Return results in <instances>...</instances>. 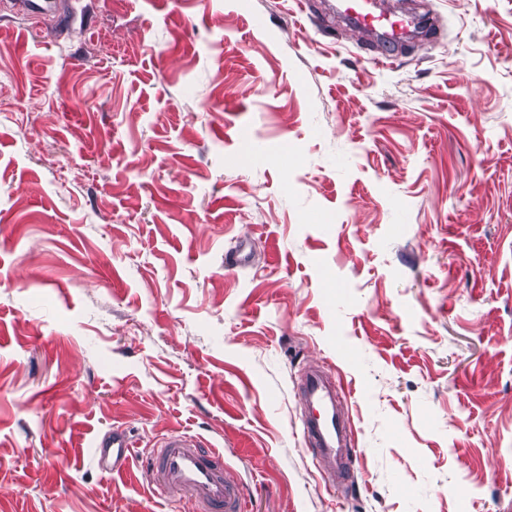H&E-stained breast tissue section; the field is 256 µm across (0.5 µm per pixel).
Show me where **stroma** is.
I'll use <instances>...</instances> for the list:
<instances>
[{
  "instance_id": "obj_1",
  "label": "stroma",
  "mask_w": 512,
  "mask_h": 512,
  "mask_svg": "<svg viewBox=\"0 0 512 512\" xmlns=\"http://www.w3.org/2000/svg\"><path fill=\"white\" fill-rule=\"evenodd\" d=\"M402 2L433 28L387 48L329 0L0 9V512H191L145 478L173 431L246 512H512V0ZM299 393L303 402L302 437L312 451L318 469L343 480L351 475L353 448L344 458L341 442L347 436V424L335 407L334 387L330 379L317 370L304 373ZM317 407L322 408L319 412ZM98 463L113 472H121L134 448L132 441L122 429H112V433L98 437L95 442Z\"/></svg>"
}]
</instances>
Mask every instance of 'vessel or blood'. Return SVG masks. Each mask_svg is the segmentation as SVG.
Instances as JSON below:
<instances>
[{
    "mask_svg": "<svg viewBox=\"0 0 512 512\" xmlns=\"http://www.w3.org/2000/svg\"><path fill=\"white\" fill-rule=\"evenodd\" d=\"M343 16L360 32L398 43L408 37L415 20L392 9L377 8L374 0H343ZM299 393L303 402L302 437L320 471L349 479L351 458L342 442L347 424L335 407L330 379L316 370L306 371ZM132 441L122 429L95 442L98 463L121 472L131 455ZM151 487L166 498H184L194 512H243L242 488L224 468L221 453L203 447L198 437L174 432L162 438L146 469Z\"/></svg>",
    "mask_w": 512,
    "mask_h": 512,
    "instance_id": "1",
    "label": "vessel or blood"
}]
</instances>
